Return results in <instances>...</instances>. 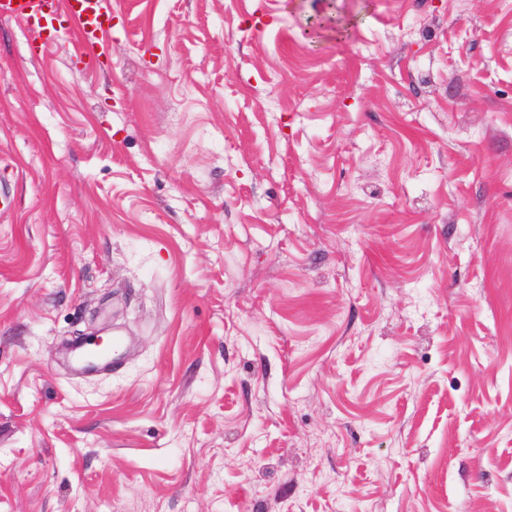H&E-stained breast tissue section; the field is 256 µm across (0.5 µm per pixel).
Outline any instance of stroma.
<instances>
[{"label": "stroma", "instance_id": "stroma-1", "mask_svg": "<svg viewBox=\"0 0 512 512\" xmlns=\"http://www.w3.org/2000/svg\"><path fill=\"white\" fill-rule=\"evenodd\" d=\"M112 15L0 20V512H512V0ZM0 18L22 22L35 40L44 32L61 38L75 35L82 56L112 32L109 0H0Z\"/></svg>", "mask_w": 512, "mask_h": 512}]
</instances>
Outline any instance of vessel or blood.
Masks as SVG:
<instances>
[{
	"mask_svg": "<svg viewBox=\"0 0 512 512\" xmlns=\"http://www.w3.org/2000/svg\"><path fill=\"white\" fill-rule=\"evenodd\" d=\"M0 18L22 22L35 36H75L80 54L112 31L110 0H0Z\"/></svg>",
	"mask_w": 512,
	"mask_h": 512,
	"instance_id": "b4317fda",
	"label": "vessel or blood"
}]
</instances>
